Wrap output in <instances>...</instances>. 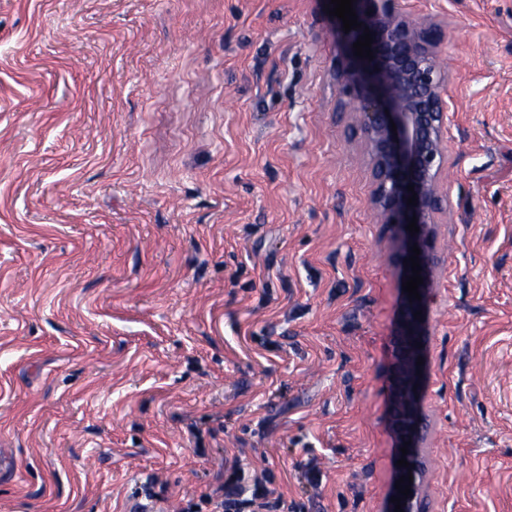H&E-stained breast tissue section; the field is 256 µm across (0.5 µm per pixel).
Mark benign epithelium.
<instances>
[{
    "label": "benign epithelium",
    "instance_id": "1",
    "mask_svg": "<svg viewBox=\"0 0 512 512\" xmlns=\"http://www.w3.org/2000/svg\"><path fill=\"white\" fill-rule=\"evenodd\" d=\"M353 9L362 27L343 34L354 63L353 96L339 111L353 115V131L360 133L372 178L369 208L378 224L402 229V249L395 261L403 279L412 275L404 265L411 247L420 249L418 292L421 300L403 298L392 336L393 363L389 429L409 467L397 476L412 475L411 494L402 502L404 512H426L424 441L429 425L420 408V379L416 365L425 342L424 323L414 318L433 301L436 258L433 242L439 216L448 210V195L441 178L448 168V71L441 63L444 29L448 21L407 10L401 0H355ZM373 37V59L354 55L353 44L365 30ZM414 186V191L407 186ZM416 193L417 205L407 204ZM417 219L419 232L406 227Z\"/></svg>",
    "mask_w": 512,
    "mask_h": 512
}]
</instances>
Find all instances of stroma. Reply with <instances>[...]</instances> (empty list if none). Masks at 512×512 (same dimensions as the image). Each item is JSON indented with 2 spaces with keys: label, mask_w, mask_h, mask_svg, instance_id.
I'll list each match as a JSON object with an SVG mask.
<instances>
[{
  "label": "stroma",
  "mask_w": 512,
  "mask_h": 512,
  "mask_svg": "<svg viewBox=\"0 0 512 512\" xmlns=\"http://www.w3.org/2000/svg\"><path fill=\"white\" fill-rule=\"evenodd\" d=\"M404 3L448 18L428 510L512 512V0ZM343 58L322 0H0V512H171L233 458L386 512L401 238Z\"/></svg>",
  "instance_id": "1"
}]
</instances>
